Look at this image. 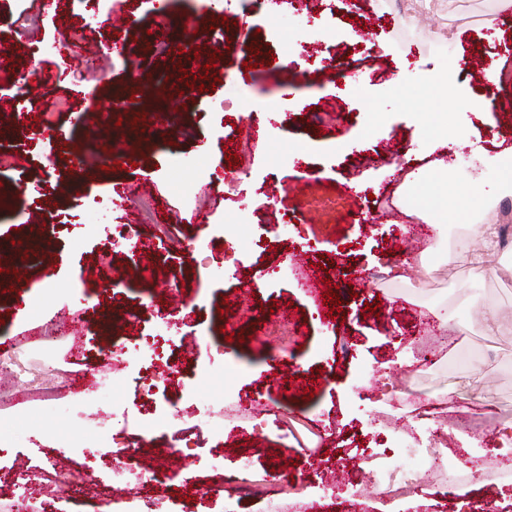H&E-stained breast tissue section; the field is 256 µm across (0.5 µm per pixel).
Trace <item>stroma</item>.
<instances>
[{
  "instance_id": "stroma-1",
  "label": "stroma",
  "mask_w": 512,
  "mask_h": 512,
  "mask_svg": "<svg viewBox=\"0 0 512 512\" xmlns=\"http://www.w3.org/2000/svg\"><path fill=\"white\" fill-rule=\"evenodd\" d=\"M113 2L110 22L88 30L74 54L62 48L81 22L73 0H0V48L9 53L0 145L17 153L0 170V271L26 267L14 293L0 295V365L10 370L0 377V469L29 475L53 459L56 480L37 498L46 512L59 497L70 512H115L120 486L92 497L70 481L83 462V417L98 408L72 381L96 366L101 343L131 347L156 334L171 339L169 398L190 386L205 403L228 389L252 401L250 419L229 424L233 441L209 439L224 448L227 483L246 458L284 498L309 493L341 458L346 484L368 480L380 442L398 440L406 420L424 444L442 431L452 449L512 454V245L457 249L472 232L453 220L402 236L416 219L391 203L395 168L440 157L417 118L434 72L449 71L474 97L485 94L480 71L503 70L512 87V12L498 0H224L218 16L200 0ZM10 12L38 24L11 27ZM190 15L214 39L197 43ZM274 27L292 46L311 28L340 36L317 61L289 63ZM325 57L358 85L326 73ZM133 72L150 88L135 131L110 107ZM33 74L38 94L18 97V82ZM270 98L280 111H265ZM61 99L69 111L56 112ZM51 111L53 128L34 135L27 114ZM79 112L91 124H77ZM447 120L467 136L454 177L478 180L488 197L474 223H501L512 195L500 169L471 167L479 153H499V141L512 145V115L452 108ZM119 141L140 154L139 167L110 168ZM82 159L98 176L78 180ZM203 165L233 172L234 192L199 178ZM302 177L301 192L283 194ZM185 186L196 202L183 200ZM119 224L136 225L140 245L102 263ZM218 224L231 235L215 232ZM198 238L205 251L194 248ZM395 264L403 278L387 275ZM270 267L283 277H262ZM310 273L336 285L340 310L301 286ZM444 312L453 319L441 342L432 320ZM493 322L508 333H488ZM112 378L122 412L109 423L125 441L113 465L194 475L193 450L170 445L192 416L140 432L125 412L146 401L141 380L123 367ZM147 491L164 512H224L217 492Z\"/></svg>"
}]
</instances>
